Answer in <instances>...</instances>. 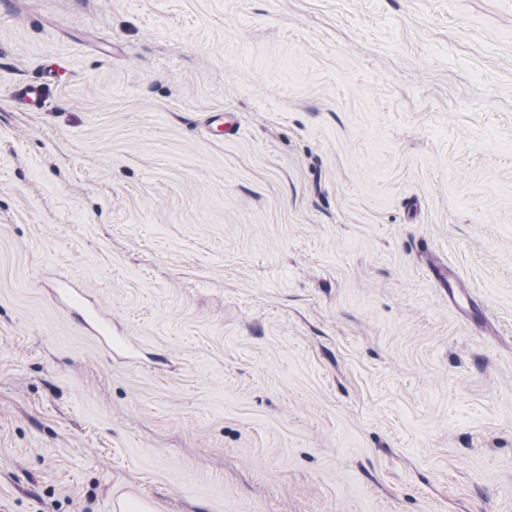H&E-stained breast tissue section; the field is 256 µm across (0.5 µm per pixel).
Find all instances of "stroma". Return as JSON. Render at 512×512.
I'll list each match as a JSON object with an SVG mask.
<instances>
[{
	"instance_id": "1",
	"label": "stroma",
	"mask_w": 512,
	"mask_h": 512,
	"mask_svg": "<svg viewBox=\"0 0 512 512\" xmlns=\"http://www.w3.org/2000/svg\"><path fill=\"white\" fill-rule=\"evenodd\" d=\"M121 501L512 512V0H0V512ZM207 126L224 137H232L237 131V121L229 112H212L206 117ZM442 277L448 286V302L465 316L472 315L476 305L472 289L450 269ZM70 303L69 309L80 313L82 320L89 324L98 336H101L105 346L109 351L117 348L124 347L125 343L123 340L115 339L112 337L111 329L108 327V323L100 320L96 309L83 308L78 299L74 300V293H69ZM95 327V328H94Z\"/></svg>"
}]
</instances>
